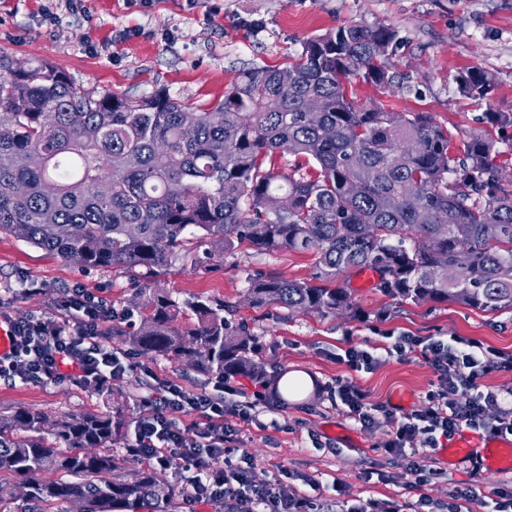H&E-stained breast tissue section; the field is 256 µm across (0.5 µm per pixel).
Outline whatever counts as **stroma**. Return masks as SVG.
<instances>
[{
  "mask_svg": "<svg viewBox=\"0 0 512 512\" xmlns=\"http://www.w3.org/2000/svg\"><path fill=\"white\" fill-rule=\"evenodd\" d=\"M366 23L395 29L401 44L392 58L403 84L379 90L355 77L358 101L380 102L396 113L424 112L452 134L477 130L497 138L481 123L483 112L512 113V0H0V56L32 67L41 61L59 66L86 88L110 89L137 99L169 92L190 110L222 100L238 75L252 66L281 67L315 35L344 25ZM479 69L493 76L491 101L462 97L457 76ZM308 253H255L242 244L201 267L174 266L159 275L144 268L103 272L85 270L44 250L0 233V317L56 315L58 297L79 285L103 297L114 310L104 323L102 341L125 352L124 339L134 323L123 312L135 308L155 288L182 299L224 300L232 324L245 325L262 347L259 360L268 379L298 370L313 381L301 400L282 398L277 410L264 412L260 426H242L243 447L254 458V484L284 469L286 489L311 493L326 512L337 502L393 499L415 503L419 495L447 501L452 488L477 493L473 512H492L490 491H512V471L490 475L476 461L444 465L442 478L416 491L406 486L407 453L393 459L381 448L384 430L364 428L334 405L337 380L350 379L367 390L373 402L406 410L422 406L435 375L420 355H387L391 338L400 335L462 336L512 354V310L481 311L436 302L395 303L374 285L360 281L356 270L338 282L349 288L359 318H323L278 307L254 308L244 296L251 275L273 273L288 279L310 277ZM356 346L373 351L381 362L372 372H355L340 360ZM130 351V350H129ZM133 353V352H132ZM136 367L99 392L64 380L48 384L0 381V411H39L50 419L90 413L120 415L122 438L112 452L121 460L115 476L131 478L142 462L130 459L125 446L139 418L136 395L148 393L152 374L166 375L190 391L210 388L211 374L182 361L133 353ZM386 468L391 481L379 482L375 469ZM174 489L160 512H234L220 500H195L183 475L157 471ZM323 487L311 490L309 479Z\"/></svg>",
  "mask_w": 512,
  "mask_h": 512,
  "instance_id": "stroma-1",
  "label": "stroma"
}]
</instances>
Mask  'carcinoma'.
<instances>
[{"label":"carcinoma","instance_id":"1","mask_svg":"<svg viewBox=\"0 0 512 512\" xmlns=\"http://www.w3.org/2000/svg\"><path fill=\"white\" fill-rule=\"evenodd\" d=\"M398 45L390 27L341 26L306 40L285 67L242 72L190 123L165 92L85 89L50 62L20 70L0 56V232L107 272L157 275L244 242L261 254H313L310 279L251 276L254 308L358 318L336 280L372 269L376 288L397 302L511 310L512 184L497 141L473 131L455 144L424 113L348 94L351 76L391 85ZM458 90L487 100L494 82L466 71ZM311 99L322 111L308 112ZM480 122L506 132L512 113L485 112ZM280 155L304 162L282 171ZM140 307L129 341L142 352L265 378L256 340L229 325L224 301L159 291ZM122 428L108 413L0 415V475L11 477L0 480V500L22 485L30 504L77 502L86 512L164 502L170 488L152 468L112 478Z\"/></svg>","mask_w":512,"mask_h":512}]
</instances>
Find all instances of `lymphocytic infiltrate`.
Wrapping results in <instances>:
<instances>
[{
    "label": "lymphocytic infiltrate",
    "instance_id": "f902f5d3",
    "mask_svg": "<svg viewBox=\"0 0 512 512\" xmlns=\"http://www.w3.org/2000/svg\"><path fill=\"white\" fill-rule=\"evenodd\" d=\"M64 321L28 315L10 319L11 350L0 357V380L31 383L70 378L100 389L133 368L132 355L102 345L101 326L112 310L102 299L75 287L60 298ZM397 356L421 353L436 375L435 387L423 408L406 412L372 402L369 394L350 380H338L335 393L349 418L364 428L381 426L387 454L413 450L416 460L406 470L407 485L419 490L439 478L431 452L459 428L479 429L495 437L512 436V403L502 393L485 389L482 379L494 371H512V358L494 349L455 336L444 341L430 336H400L392 346ZM231 377L217 378L211 391L194 392L170 378L157 379L154 391L141 397V416L127 444L129 456L163 468L191 473L187 490L194 499H230L237 512H317L314 498L285 490L279 478L261 485L250 479L251 455L242 452L236 422L259 424L271 408L262 394L253 400H234ZM176 411L199 416V423L180 426ZM223 460L220 469L212 468Z\"/></svg>",
    "mask_w": 512,
    "mask_h": 512
}]
</instances>
